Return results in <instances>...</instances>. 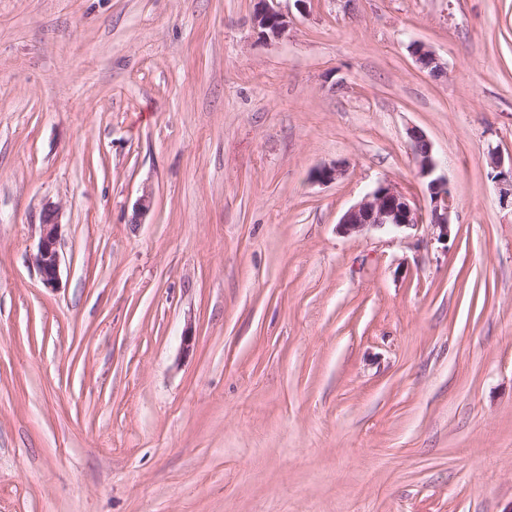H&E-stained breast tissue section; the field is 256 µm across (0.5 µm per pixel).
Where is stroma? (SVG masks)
<instances>
[{
  "mask_svg": "<svg viewBox=\"0 0 512 512\" xmlns=\"http://www.w3.org/2000/svg\"><path fill=\"white\" fill-rule=\"evenodd\" d=\"M276 5L0 0V512H512V0ZM275 0H257L252 20L256 29L264 37L282 39L288 35L290 21L288 15L274 6ZM269 30V32H264ZM417 50V51H416ZM412 54L420 69L430 70V75L434 77L441 76L444 73V66L436 57L434 52L422 43H414ZM408 135L417 175L428 180L429 222H425L421 208L412 197L397 185L381 181L342 215L337 224L342 234H360L370 229L401 232L427 224L435 230L437 241L448 243L456 205L450 181L445 175L435 176L441 163L428 136L413 127ZM491 155V167L496 172L493 176V179H497L499 183H501V194H500V203L503 207H508L512 209V156H511V166L508 172L503 170V160L500 156H498V151L493 149L490 153ZM61 214L56 205H46L41 213L39 223V240L33 254L35 265L45 288H56L61 263Z\"/></svg>",
  "mask_w": 512,
  "mask_h": 512,
  "instance_id": "obj_1",
  "label": "stroma"
}]
</instances>
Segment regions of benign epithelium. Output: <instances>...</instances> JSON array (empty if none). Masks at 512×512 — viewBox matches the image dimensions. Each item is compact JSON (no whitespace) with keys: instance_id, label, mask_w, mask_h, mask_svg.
Here are the masks:
<instances>
[{"instance_id":"7a95c632","label":"benign epithelium","mask_w":512,"mask_h":512,"mask_svg":"<svg viewBox=\"0 0 512 512\" xmlns=\"http://www.w3.org/2000/svg\"><path fill=\"white\" fill-rule=\"evenodd\" d=\"M275 0H257L252 20L264 37L282 39L288 36L290 21L288 15L274 6ZM412 54L420 69L430 70L438 77L444 73V66L434 52L422 43L413 44ZM418 177L427 180L429 194V220H424L421 208L412 197L400 187L381 181L362 200L349 208L341 217L337 228L344 235L360 234L370 229L401 232L428 224L435 230L437 241L448 243L452 213L456 199L447 177L438 174L441 163L428 136L420 129L408 132ZM491 165L501 188L500 203L512 207V169L503 170V160L498 151H491ZM61 214L56 205H46L39 223V240L33 254L41 281L46 288H54L59 278L61 263Z\"/></svg>"}]
</instances>
